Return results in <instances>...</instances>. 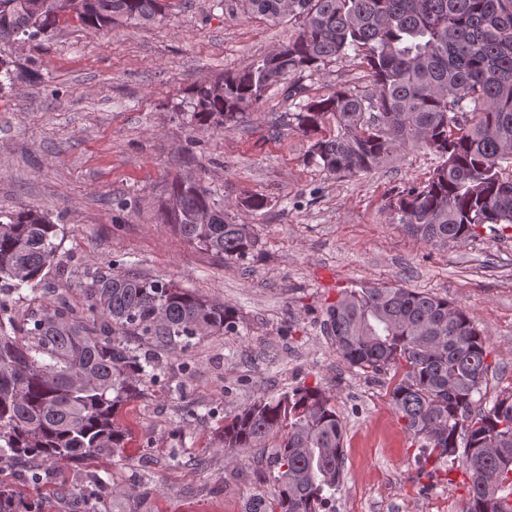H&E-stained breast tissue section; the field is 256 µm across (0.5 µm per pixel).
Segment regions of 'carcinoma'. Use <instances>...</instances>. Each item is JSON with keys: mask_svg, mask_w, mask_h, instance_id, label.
Returning a JSON list of instances; mask_svg holds the SVG:
<instances>
[{"mask_svg": "<svg viewBox=\"0 0 512 512\" xmlns=\"http://www.w3.org/2000/svg\"><path fill=\"white\" fill-rule=\"evenodd\" d=\"M272 22L300 21L278 50L220 81L193 86L190 125L226 129L289 75L348 52L369 69L373 90L338 86L302 98L295 129L312 138L309 161L341 177L369 174L398 150H424L436 165L389 202L394 220L433 248L512 230V0H238ZM168 0H78L71 20L103 29L151 24ZM63 18L55 0H0V39L36 40ZM165 223L226 259L252 253L247 224L200 183L171 184ZM62 228L33 209H0V462L39 460L33 483L60 486L77 468L126 447L120 409L158 380L164 353L196 336L237 327L234 307L158 279L95 274L84 311L58 297L41 303ZM323 330L351 368L399 375L390 402L406 430L469 479L464 512H512V390L474 412L489 365L487 333L445 297L402 286L345 288ZM151 341L140 353L128 338ZM345 429L327 392L296 386L224 417L218 447L230 461L277 441L274 488L246 512H332L344 466ZM73 506L102 512L105 481ZM0 512H29L0 483Z\"/></svg>", "mask_w": 512, "mask_h": 512, "instance_id": "carcinoma-1", "label": "carcinoma"}]
</instances>
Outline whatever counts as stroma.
I'll use <instances>...</instances> for the list:
<instances>
[{
	"mask_svg": "<svg viewBox=\"0 0 512 512\" xmlns=\"http://www.w3.org/2000/svg\"><path fill=\"white\" fill-rule=\"evenodd\" d=\"M170 0L164 18L98 30L59 24L38 40H0L16 74L0 93V208L48 214L64 228L49 276L55 294L82 310L100 268L134 273L234 306L236 331L199 336L166 355L159 382L128 402L122 455L93 469L108 483L109 512H244L273 489V451L228 462L214 443L225 415L255 398L321 385L346 429L334 512H462L467 478L425 454L389 399L388 374L345 365L322 332L344 288L402 285L463 307L488 334L478 407L512 389V231L438 251L409 236L387 208L406 182L427 180L432 155L397 151L368 174L339 178L307 160L309 137L288 125L280 88L227 131L191 128L190 89L275 50L297 22L273 24ZM302 83L315 96L336 85L369 90L360 59L340 58ZM194 179L215 192L229 222L250 225L252 254L227 260L164 224L170 184ZM264 197L259 212L247 209ZM0 483L34 512H73L62 493L40 497L27 467L0 468Z\"/></svg>",
	"mask_w": 512,
	"mask_h": 512,
	"instance_id": "stroma-1",
	"label": "stroma"
}]
</instances>
